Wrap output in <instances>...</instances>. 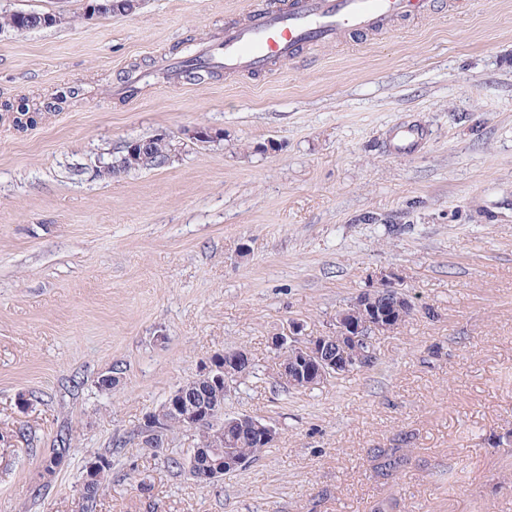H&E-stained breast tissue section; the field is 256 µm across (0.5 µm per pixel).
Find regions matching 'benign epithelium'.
Listing matches in <instances>:
<instances>
[{"label": "benign epithelium", "mask_w": 512, "mask_h": 512, "mask_svg": "<svg viewBox=\"0 0 512 512\" xmlns=\"http://www.w3.org/2000/svg\"><path fill=\"white\" fill-rule=\"evenodd\" d=\"M138 6L139 0H92L88 11L95 15L127 16ZM389 302L395 303L405 318L415 309L405 293L386 281L374 289L365 290L347 307L336 312L334 328L325 335H308L301 323H291L287 334L271 340L279 354L277 377L295 389H305L348 373L355 364L354 354L360 361L374 362L373 338L395 328L392 319L378 309L379 305ZM332 342L341 348L335 356L329 354ZM251 368V357L245 349L226 350L200 368L195 385L200 389L212 386L223 395ZM172 417L186 430L207 426L213 431L211 448L194 449L187 466L190 476L202 480L205 487L244 465L229 452L239 436L245 433L258 435L260 448L272 447L278 438L274 427L250 415L222 417V409L216 402L201 404L192 390L181 385L159 410L147 417L143 431L145 447H165L168 421Z\"/></svg>", "instance_id": "7a95c632"}]
</instances>
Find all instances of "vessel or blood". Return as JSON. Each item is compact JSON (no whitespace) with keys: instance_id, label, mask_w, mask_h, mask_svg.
Instances as JSON below:
<instances>
[{"instance_id":"1","label":"vessel or blood","mask_w":512,"mask_h":512,"mask_svg":"<svg viewBox=\"0 0 512 512\" xmlns=\"http://www.w3.org/2000/svg\"><path fill=\"white\" fill-rule=\"evenodd\" d=\"M429 0H288L255 12L251 21L226 28L222 42L202 49V63L234 72H259L294 60L299 50L362 33L397 17L427 14Z\"/></svg>"}]
</instances>
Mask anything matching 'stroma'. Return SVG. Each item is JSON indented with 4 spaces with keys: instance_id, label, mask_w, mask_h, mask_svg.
<instances>
[{
    "instance_id": "stroma-1",
    "label": "stroma",
    "mask_w": 512,
    "mask_h": 512,
    "mask_svg": "<svg viewBox=\"0 0 512 512\" xmlns=\"http://www.w3.org/2000/svg\"><path fill=\"white\" fill-rule=\"evenodd\" d=\"M268 2L91 17L87 0H0V19L57 17L0 26V512H74L107 451L100 512H512V0H432L260 74L163 79L180 42L217 44ZM21 98L40 111L22 131L3 109ZM161 134L164 162L98 176ZM384 277L415 310L375 363L280 384L272 337L328 332ZM240 347L253 368L224 414L278 439L202 487L173 466L196 432L156 451L141 431ZM402 438L407 467L376 477L371 449Z\"/></svg>"
}]
</instances>
